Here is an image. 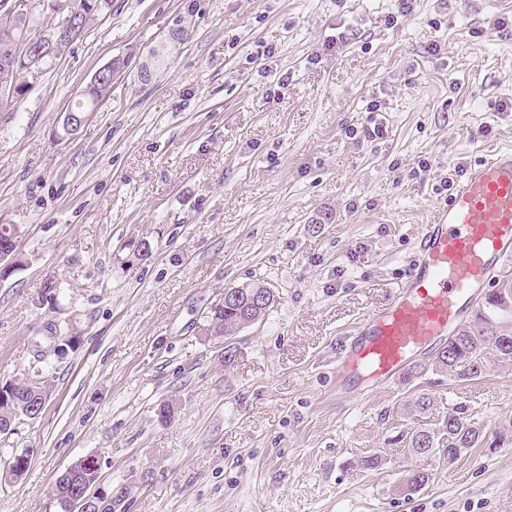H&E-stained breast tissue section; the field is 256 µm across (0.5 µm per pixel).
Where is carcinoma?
<instances>
[{"label": "carcinoma", "instance_id": "1", "mask_svg": "<svg viewBox=\"0 0 512 512\" xmlns=\"http://www.w3.org/2000/svg\"><path fill=\"white\" fill-rule=\"evenodd\" d=\"M72 9L79 12L83 20L110 7V0H71ZM208 326L211 333L230 339L236 335L237 311L232 307L214 305L208 311ZM512 272L505 271L497 276L491 288L488 301L475 313L473 320L461 325L448 339V345L435 356L433 366L446 372L457 382H469L486 374L496 363L512 362ZM58 346H52L49 354L43 356L36 371L23 378H13L3 383L0 389V435L15 433L26 420L34 419V413L44 409L53 387L55 362L64 358L80 340L73 331L57 337ZM434 406L432 396L419 392L410 418L414 425L401 434L405 447L416 456L439 457L448 464L456 462L469 449L484 447L489 450L512 446V432L499 431L487 437L480 428L467 418L462 406L448 405V412L435 427L415 424ZM91 473L84 467V461L76 462L56 482L57 501L62 509L69 507L72 498L80 494ZM425 468H415L405 476L409 491L421 490L429 481ZM126 492L119 488L101 490L97 500L99 512H116Z\"/></svg>", "mask_w": 512, "mask_h": 512}]
</instances>
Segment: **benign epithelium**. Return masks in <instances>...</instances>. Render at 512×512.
Masks as SVG:
<instances>
[{
  "mask_svg": "<svg viewBox=\"0 0 512 512\" xmlns=\"http://www.w3.org/2000/svg\"><path fill=\"white\" fill-rule=\"evenodd\" d=\"M55 8L61 14L60 28L52 32H39L31 36H17L14 31L19 27V18L25 13L20 6V0H0V97H11L18 76L34 75L41 69L42 57L51 51L60 39L67 37L76 39L81 31V21L71 11L70 3H55ZM117 73L114 65L110 64L96 71L86 85L82 98L96 91L98 101H103L112 88V80ZM241 293L238 288L224 291L222 302L239 305L238 329L260 320L274 301L271 289L264 285L253 287L246 292V300L239 302Z\"/></svg>",
  "mask_w": 512,
  "mask_h": 512,
  "instance_id": "obj_1",
  "label": "benign epithelium"
}]
</instances>
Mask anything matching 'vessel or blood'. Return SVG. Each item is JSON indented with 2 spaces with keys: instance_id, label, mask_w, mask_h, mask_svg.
Segmentation results:
<instances>
[{
  "instance_id": "vessel-or-blood-1",
  "label": "vessel or blood",
  "mask_w": 512,
  "mask_h": 512,
  "mask_svg": "<svg viewBox=\"0 0 512 512\" xmlns=\"http://www.w3.org/2000/svg\"><path fill=\"white\" fill-rule=\"evenodd\" d=\"M512 264V149L471 167L426 225L405 284L369 313L336 357V375L380 388L401 380L412 355L476 305L498 269Z\"/></svg>"
}]
</instances>
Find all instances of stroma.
Wrapping results in <instances>:
<instances>
[{
  "instance_id": "35a3bbf8",
  "label": "stroma",
  "mask_w": 512,
  "mask_h": 512,
  "mask_svg": "<svg viewBox=\"0 0 512 512\" xmlns=\"http://www.w3.org/2000/svg\"><path fill=\"white\" fill-rule=\"evenodd\" d=\"M379 121L386 137L365 138ZM496 147L512 148V0H112L0 108V224L20 230L0 381L32 373L48 330L81 337L41 415L0 437V457L33 453L0 474V512H62L55 481L88 456L124 512H512L511 450L448 465L399 441L422 389L427 423L453 401L486 434L512 426V363L459 384L437 341L360 401L334 369ZM254 282L275 295L264 318L210 335V307ZM416 465L430 482L411 493ZM114 63L115 62H112L110 65L103 67L94 73L86 85L85 90L81 94V101H84L87 98L89 91L93 90L98 93L97 100L99 102H102L108 96V93L112 88V80L117 73V68H114Z\"/></svg>"
}]
</instances>
